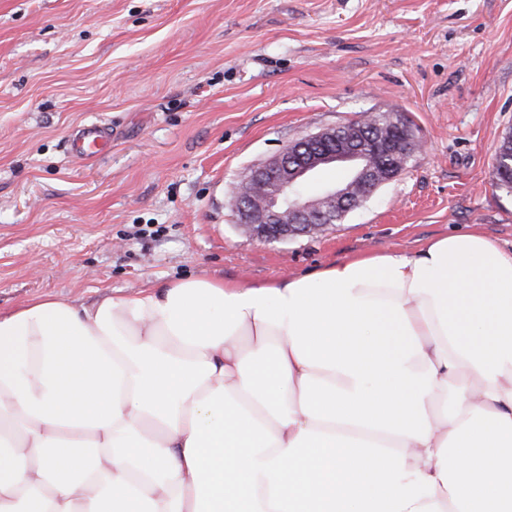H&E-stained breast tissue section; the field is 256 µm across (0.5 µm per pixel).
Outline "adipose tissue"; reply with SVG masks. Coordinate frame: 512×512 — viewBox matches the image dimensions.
Wrapping results in <instances>:
<instances>
[{
  "instance_id": "adipose-tissue-1",
  "label": "adipose tissue",
  "mask_w": 512,
  "mask_h": 512,
  "mask_svg": "<svg viewBox=\"0 0 512 512\" xmlns=\"http://www.w3.org/2000/svg\"><path fill=\"white\" fill-rule=\"evenodd\" d=\"M0 512H512V249L0 314Z\"/></svg>"
}]
</instances>
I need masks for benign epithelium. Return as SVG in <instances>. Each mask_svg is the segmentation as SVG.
<instances>
[{"label":"benign epithelium","mask_w":512,"mask_h":512,"mask_svg":"<svg viewBox=\"0 0 512 512\" xmlns=\"http://www.w3.org/2000/svg\"><path fill=\"white\" fill-rule=\"evenodd\" d=\"M423 150L417 140L363 122L324 128L294 140L235 183L230 195L244 232L261 241H286L324 231L361 203L345 184L320 190L321 201L298 193L322 169L346 165L370 191L396 179L405 155Z\"/></svg>","instance_id":"1"}]
</instances>
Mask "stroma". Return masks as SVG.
Wrapping results in <instances>:
<instances>
[{
    "label": "stroma",
    "mask_w": 512,
    "mask_h": 512,
    "mask_svg": "<svg viewBox=\"0 0 512 512\" xmlns=\"http://www.w3.org/2000/svg\"><path fill=\"white\" fill-rule=\"evenodd\" d=\"M400 115L425 151L340 223L246 237L289 142ZM106 126L76 158L68 135ZM512 0H0V314L189 277L271 282L480 230L512 249ZM71 147L79 157H92L110 147L111 137L105 127L90 125L78 129L70 139Z\"/></svg>",
    "instance_id": "1"
}]
</instances>
